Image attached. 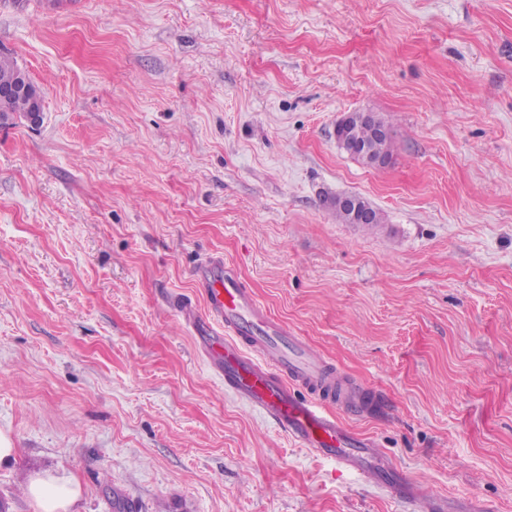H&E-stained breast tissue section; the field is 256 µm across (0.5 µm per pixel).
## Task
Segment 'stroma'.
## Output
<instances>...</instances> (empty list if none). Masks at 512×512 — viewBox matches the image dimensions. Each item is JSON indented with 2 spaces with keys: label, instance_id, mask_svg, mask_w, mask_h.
I'll use <instances>...</instances> for the list:
<instances>
[{
  "label": "stroma",
  "instance_id": "obj_1",
  "mask_svg": "<svg viewBox=\"0 0 512 512\" xmlns=\"http://www.w3.org/2000/svg\"><path fill=\"white\" fill-rule=\"evenodd\" d=\"M1 52L44 93L0 124L7 512L37 471L77 512H409L225 391L174 306L215 258L382 394L347 424L419 488L512 512V0H0ZM377 127L382 129L380 135L377 134L374 123L367 121L356 123L349 131L350 139L356 147L367 145L375 155L383 156L389 162L394 148L391 137L392 125L386 117L382 116L377 122Z\"/></svg>",
  "mask_w": 512,
  "mask_h": 512
}]
</instances>
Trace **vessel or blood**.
I'll list each match as a JSON object with an SVG mask.
<instances>
[{"instance_id": "obj_1", "label": "vessel or blood", "mask_w": 512, "mask_h": 512, "mask_svg": "<svg viewBox=\"0 0 512 512\" xmlns=\"http://www.w3.org/2000/svg\"><path fill=\"white\" fill-rule=\"evenodd\" d=\"M205 315L192 304L180 312L191 325L209 368L227 392L262 415L300 447L337 468L373 480L413 512H448V501L422 492L414 479L382 457L376 442L355 434L344 416H370L376 391L349 392L326 362L259 305L233 268L207 263L196 274Z\"/></svg>"}]
</instances>
